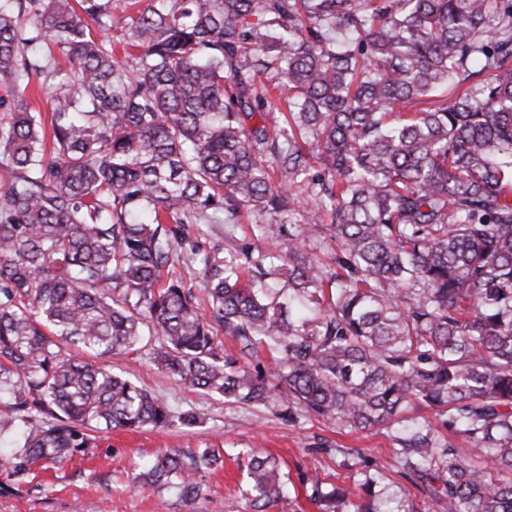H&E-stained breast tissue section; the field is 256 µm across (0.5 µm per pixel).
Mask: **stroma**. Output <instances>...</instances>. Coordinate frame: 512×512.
I'll return each instance as SVG.
<instances>
[{
    "label": "stroma",
    "mask_w": 512,
    "mask_h": 512,
    "mask_svg": "<svg viewBox=\"0 0 512 512\" xmlns=\"http://www.w3.org/2000/svg\"><path fill=\"white\" fill-rule=\"evenodd\" d=\"M189 233L205 251L217 244L254 250L266 245L244 217L235 224L193 227ZM108 365L174 410L196 409L205 418L203 426L115 429L102 433L88 454L35 467L32 474L11 477L0 469V512H251L244 497L246 472L238 461L239 451L249 448L278 460L288 484L287 512H319L306 483L312 474L353 493L370 477L383 498L401 504L404 512H449L447 498L406 475L386 427L352 432L314 419L290 422L270 408L200 397L158 369L147 347L112 357ZM202 445L220 449L221 461L202 477L203 492L196 500L185 502L171 492L133 486V466L140 460Z\"/></svg>",
    "instance_id": "obj_1"
}]
</instances>
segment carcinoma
<instances>
[{
	"label": "carcinoma",
	"mask_w": 512,
	"mask_h": 512,
	"mask_svg": "<svg viewBox=\"0 0 512 512\" xmlns=\"http://www.w3.org/2000/svg\"><path fill=\"white\" fill-rule=\"evenodd\" d=\"M111 28L112 0H0L4 467L114 428L198 426L89 362L150 345L203 397L386 426L451 512H512V0H154L121 58ZM32 74L49 80L50 144ZM305 198L330 223L283 239ZM243 211L268 240L255 254L185 235ZM221 331L273 364L239 363ZM414 402L437 424L405 417ZM243 457L252 512L288 504L277 460ZM218 460L161 453L133 483L192 501ZM375 486L359 503L317 477L311 499L378 512Z\"/></svg>",
	"instance_id": "1"
}]
</instances>
